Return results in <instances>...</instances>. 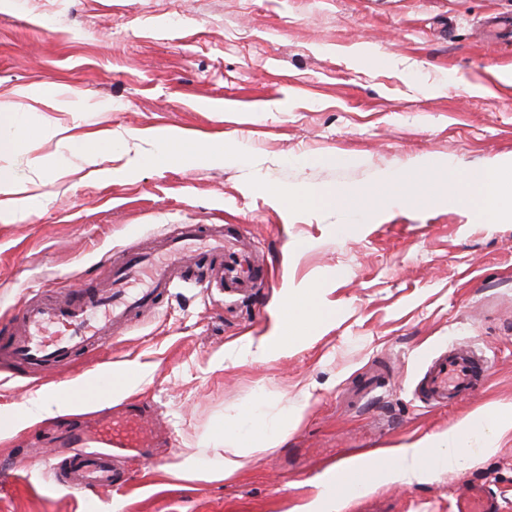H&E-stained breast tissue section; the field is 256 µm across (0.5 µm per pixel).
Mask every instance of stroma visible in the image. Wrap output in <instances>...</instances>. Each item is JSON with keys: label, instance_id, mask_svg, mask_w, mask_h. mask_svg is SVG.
I'll return each instance as SVG.
<instances>
[{"label": "stroma", "instance_id": "1", "mask_svg": "<svg viewBox=\"0 0 512 512\" xmlns=\"http://www.w3.org/2000/svg\"><path fill=\"white\" fill-rule=\"evenodd\" d=\"M494 14L512 15V0H0V107H21L43 131L15 157L33 207L0 220V314L21 287L72 291L174 224L243 225L268 266L251 297L211 304L183 291L100 353L39 381H0V462L37 435L57 441L62 417L30 420L31 402L71 396L97 370L136 373L128 396L163 412L175 448L120 495L102 494L96 512H302L342 452L400 448L484 405L512 406L511 218L485 224L472 203L438 197L360 218L335 202L278 205L266 189L359 190L416 155L453 161L452 180L512 159V38L481 37ZM169 128L245 144L249 160L132 165ZM103 130L143 137L93 164L61 141ZM310 285L324 314L310 337L263 362L225 361L271 335ZM458 340L494 355L486 387L423 407L412 386L422 353ZM383 358L394 363L384 390L353 403L352 384ZM259 396L301 412L281 447L230 480L192 473L188 462ZM494 446L316 512H448L472 483L512 504V429ZM40 461L0 485V512H85Z\"/></svg>", "mask_w": 512, "mask_h": 512}]
</instances>
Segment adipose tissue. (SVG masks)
<instances>
[{
    "instance_id": "adipose-tissue-1",
    "label": "adipose tissue",
    "mask_w": 512,
    "mask_h": 512,
    "mask_svg": "<svg viewBox=\"0 0 512 512\" xmlns=\"http://www.w3.org/2000/svg\"><path fill=\"white\" fill-rule=\"evenodd\" d=\"M37 135V130L24 122L19 111H0V193L13 194L20 186L21 178L10 160L22 141ZM189 155L195 156L197 161L213 163L223 159L224 150L211 143L193 145L173 135L162 139L156 152L139 156L138 161L173 164ZM447 167L444 160L435 162L414 157L407 161L400 175L384 177L358 193L340 187L334 195L341 198L351 212L374 216L394 200L407 206L421 204L428 188L433 187L448 198L473 201L483 223L494 224L501 217L512 216V162L496 159L469 170L459 183H434V176ZM286 309L288 322L280 326L278 336L247 341L242 352L226 353V360L236 361L242 353L262 359L276 350L287 351L297 340L307 338L324 318L310 288L289 300ZM290 423L287 413L268 412L263 401L245 406L237 424L225 427L219 445L214 448L219 455L220 476L230 478L256 455L276 448ZM509 428H512V407L481 408L448 432L391 453H380L363 464L350 467L337 476L333 490H319L318 496L323 499L331 494L343 501L388 480L412 482L431 473L457 469L471 456L490 454V435Z\"/></svg>"
}]
</instances>
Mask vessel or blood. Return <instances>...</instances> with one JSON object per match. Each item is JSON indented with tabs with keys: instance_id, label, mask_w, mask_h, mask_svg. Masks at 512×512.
<instances>
[{
	"instance_id": "b4317fda",
	"label": "vessel or blood",
	"mask_w": 512,
	"mask_h": 512,
	"mask_svg": "<svg viewBox=\"0 0 512 512\" xmlns=\"http://www.w3.org/2000/svg\"><path fill=\"white\" fill-rule=\"evenodd\" d=\"M254 253L227 226L178 224L160 248L132 246L100 268L99 286L75 290L64 303L27 293L0 332V358L29 370L69 365L78 355L101 351L127 331L137 315L185 288L201 289L220 302L225 290L245 292L252 284ZM494 357L471 341H458L426 357L413 392L428 406H455L487 383ZM112 389V377L99 372L81 402L98 406ZM154 408L129 400L71 432L64 487L81 492L86 512H94V492L125 483L116 461L126 455L145 457L149 448L168 442ZM452 512H503L486 485L470 487L456 498Z\"/></svg>"
}]
</instances>
